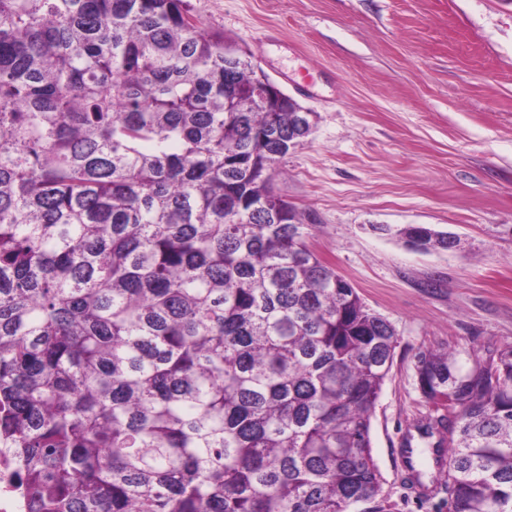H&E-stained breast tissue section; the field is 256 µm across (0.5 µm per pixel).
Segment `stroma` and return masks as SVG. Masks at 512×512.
Listing matches in <instances>:
<instances>
[{"instance_id":"stroma-1","label":"stroma","mask_w":512,"mask_h":512,"mask_svg":"<svg viewBox=\"0 0 512 512\" xmlns=\"http://www.w3.org/2000/svg\"><path fill=\"white\" fill-rule=\"evenodd\" d=\"M316 115L276 191L318 254L395 328L371 423L394 512L414 498L397 456L428 411L416 356L512 343V0H189ZM424 224L456 250L381 226Z\"/></svg>"}]
</instances>
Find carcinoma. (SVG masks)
Listing matches in <instances>:
<instances>
[{"label": "carcinoma", "instance_id": "cac0c4a2", "mask_svg": "<svg viewBox=\"0 0 512 512\" xmlns=\"http://www.w3.org/2000/svg\"><path fill=\"white\" fill-rule=\"evenodd\" d=\"M252 66L186 0H0V444L29 512H392L397 334L272 217L295 113ZM416 372L448 512H512V344Z\"/></svg>", "mask_w": 512, "mask_h": 512}]
</instances>
